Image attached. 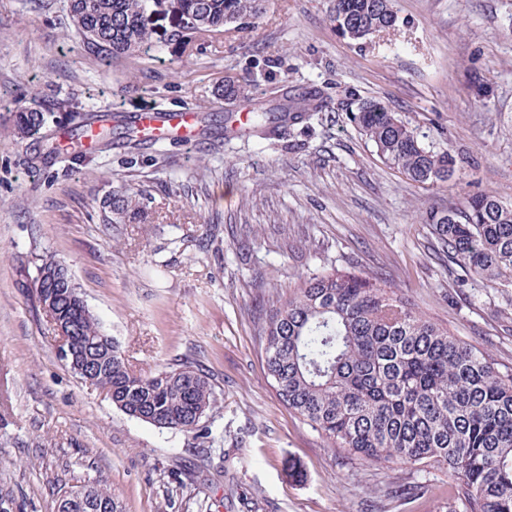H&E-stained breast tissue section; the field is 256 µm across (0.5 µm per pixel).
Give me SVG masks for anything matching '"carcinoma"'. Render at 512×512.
Returning <instances> with one entry per match:
<instances>
[{
  "label": "carcinoma",
  "instance_id": "obj_1",
  "mask_svg": "<svg viewBox=\"0 0 512 512\" xmlns=\"http://www.w3.org/2000/svg\"><path fill=\"white\" fill-rule=\"evenodd\" d=\"M267 0H177V11L193 27L181 30L184 45L193 38L246 19L259 18ZM75 32L100 60L140 52L152 34L150 0H68ZM331 20L356 27L368 37L396 22L391 0H335ZM252 87L224 84L222 95L241 98ZM322 104L298 98L280 108L278 120L294 122ZM52 113L27 107L14 112L8 135L22 142L48 128L45 140L80 136L59 125ZM384 163L422 185H438L455 172L451 151L423 147L417 133L397 113L376 100L363 102L352 116ZM96 142L112 136L109 115L90 117ZM109 213L139 208L137 195L104 201ZM438 248L486 286L512 282V204L477 193L446 212L427 211ZM60 264L39 258L31 288L57 294L52 316L72 326L73 345L92 363L79 379L112 395L127 415L159 429L192 433L218 406V395L203 370L185 362L148 375L127 366L119 343L98 344L103 326L87 306L81 287L40 280L44 269ZM255 322L267 373L280 401L317 431L332 448H343L372 464L440 463L448 468L445 512H512V374L501 372L479 349L448 334L408 301L376 279L332 270L303 278L286 297L272 294ZM85 499L112 504L118 497L99 480L78 486ZM422 485H395L390 499L422 496Z\"/></svg>",
  "mask_w": 512,
  "mask_h": 512
}]
</instances>
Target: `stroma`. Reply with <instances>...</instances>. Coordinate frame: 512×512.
I'll return each mask as SVG.
<instances>
[{
    "mask_svg": "<svg viewBox=\"0 0 512 512\" xmlns=\"http://www.w3.org/2000/svg\"><path fill=\"white\" fill-rule=\"evenodd\" d=\"M332 6L268 0L261 18L187 47L161 14L151 49L106 63L70 27L67 0H0V93L25 81L61 126L91 113L114 126L110 147L50 158L41 136H5L0 110V498L13 512H54L90 477L125 512H201L206 499L212 512H439L446 501V468L367 463L289 411L254 323L266 293L351 270L512 371V286L449 263L421 221L479 192L512 204V0H393L394 29L366 40L338 34ZM475 75L487 97L471 90ZM229 78L253 99L225 103ZM314 90L323 108L308 119L224 133L227 117ZM368 99L427 149L452 151L456 175L423 187L390 169L350 120ZM186 108L199 112V144L127 141L125 117ZM125 188L144 217L104 222L106 195ZM43 252L68 266L132 372L202 365L223 449L128 416L59 360L30 288ZM413 482L423 498L383 495Z\"/></svg>",
    "mask_w": 512,
    "mask_h": 512,
    "instance_id": "stroma-1",
    "label": "stroma"
}]
</instances>
